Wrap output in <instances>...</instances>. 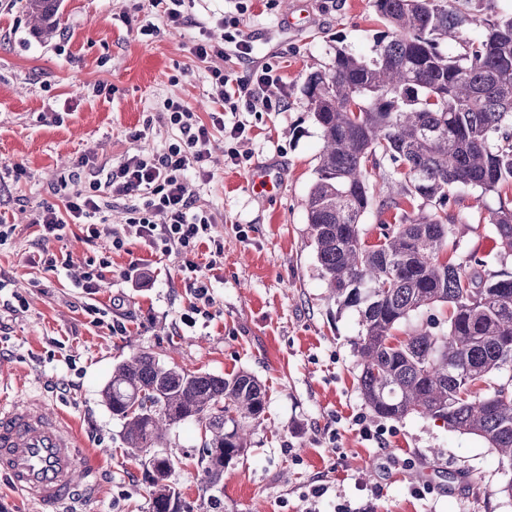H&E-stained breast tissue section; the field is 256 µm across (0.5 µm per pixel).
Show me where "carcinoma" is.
<instances>
[{
    "mask_svg": "<svg viewBox=\"0 0 512 512\" xmlns=\"http://www.w3.org/2000/svg\"><path fill=\"white\" fill-rule=\"evenodd\" d=\"M19 2L36 34L57 31L59 0ZM486 2L490 16L480 20L449 0H374L383 30L370 52L338 48L327 70L308 75L321 148L306 212L329 298L361 316L358 381L369 409L480 437L512 474V375L484 387L512 370V276H484L473 255L440 259L457 187L512 189V11ZM375 174L421 208L380 221L370 244L362 216L374 205L381 216L398 210L402 198L375 194ZM488 223L496 247L512 255V199H500ZM444 304L446 327L431 319L402 339L393 334ZM101 395L134 456L170 447V431L185 421L201 425L198 466L212 487L247 452L246 424L260 423L267 404L247 371H189L149 351L115 365ZM174 462L159 455L147 466L151 512L182 510L168 483Z\"/></svg>",
    "mask_w": 512,
    "mask_h": 512,
    "instance_id": "1",
    "label": "carcinoma"
}]
</instances>
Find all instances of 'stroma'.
Instances as JSON below:
<instances>
[{
  "label": "stroma",
  "instance_id": "stroma-1",
  "mask_svg": "<svg viewBox=\"0 0 512 512\" xmlns=\"http://www.w3.org/2000/svg\"><path fill=\"white\" fill-rule=\"evenodd\" d=\"M228 0H196L192 24L173 29L150 6L133 0H61L54 38L33 34L18 0H0V222L15 225L0 246V394L37 395L64 409L89 442L85 463L102 476L90 512H149L143 458L125 453L122 424L100 391L115 364L138 350L187 370H246L266 386L267 409L250 429V448L224 471L221 489L206 486L197 461L200 431L186 422L170 433L175 465L170 483L185 512H512L501 488L505 473L481 438L412 414L375 418L358 388L360 316L329 299L309 235L305 201L315 179L320 129L304 93L310 73L327 68L337 48L368 51L380 30L373 0H250L241 28L252 53L198 60L201 35L220 40ZM155 36L142 35L146 26ZM270 65L279 81V112L240 110L248 136L215 132L209 181L196 186L198 205L213 212L224 258L212 272L211 302L194 297L179 272L178 254L144 243L109 251L104 286L76 288L72 272L107 251L82 225L41 245L33 211L63 207L56 184L79 158L118 163L161 148L170 131L146 117L179 102L201 119L222 111L210 72L232 77ZM145 129L135 140L131 131ZM236 158H229L228 150ZM267 169L278 188L257 193L254 170ZM449 240L463 254L486 259L485 274L512 273V256L490 255L488 215L496 194L458 188ZM53 253L57 272L39 262ZM142 277L127 280L130 266ZM124 323L121 333L97 325L88 305ZM323 496L312 497L314 487ZM424 494H416V487Z\"/></svg>",
  "mask_w": 512,
  "mask_h": 512
}]
</instances>
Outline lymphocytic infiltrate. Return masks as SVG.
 Listing matches in <instances>:
<instances>
[{"label": "lymphocytic infiltrate", "mask_w": 512, "mask_h": 512, "mask_svg": "<svg viewBox=\"0 0 512 512\" xmlns=\"http://www.w3.org/2000/svg\"><path fill=\"white\" fill-rule=\"evenodd\" d=\"M234 2V12L220 20L223 44L198 42L194 53L199 60L223 55L228 46L237 56L249 57L251 46L240 29V16L247 6L245 0ZM211 79L224 109L211 113L209 122H202L180 103L167 102L158 119L173 135L162 148L126 156L114 165L106 161L96 164L84 158L76 170L61 175V185L71 188L64 210L46 205L32 219L39 228L41 242L61 239L69 225L81 224L86 228L87 241L106 238L116 250L135 240L164 255L178 253L185 286L197 300L209 302V269L198 264L195 257L203 246L211 257L223 256L224 243L213 234L214 215L196 207L188 178L193 175L202 181L209 179L207 162L214 131H226L234 140L244 137L245 124L226 125L225 113L238 111L242 106L253 112H278L284 107L283 99L268 93L277 81L272 67H256L245 78H234L215 69ZM116 199L129 200L130 205L125 223L112 226L107 224L105 214Z\"/></svg>", "instance_id": "1"}]
</instances>
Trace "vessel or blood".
I'll return each instance as SVG.
<instances>
[{
    "mask_svg": "<svg viewBox=\"0 0 512 512\" xmlns=\"http://www.w3.org/2000/svg\"><path fill=\"white\" fill-rule=\"evenodd\" d=\"M86 453L72 421L44 400L0 401V476L30 512H85L100 488Z\"/></svg>",
    "mask_w": 512,
    "mask_h": 512,
    "instance_id": "vessel-or-blood-1",
    "label": "vessel or blood"
}]
</instances>
